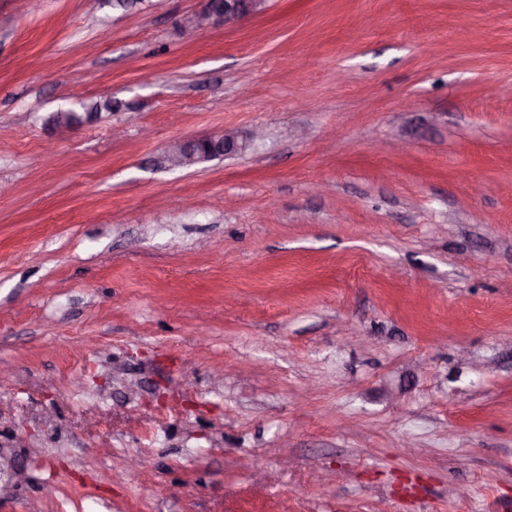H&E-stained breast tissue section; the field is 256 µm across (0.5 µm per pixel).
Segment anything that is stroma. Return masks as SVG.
Returning a JSON list of instances; mask_svg holds the SVG:
<instances>
[{"label":"stroma","instance_id":"35a3bbf8","mask_svg":"<svg viewBox=\"0 0 512 512\" xmlns=\"http://www.w3.org/2000/svg\"><path fill=\"white\" fill-rule=\"evenodd\" d=\"M199 7L0 0V512L512 504V0ZM215 0H200L201 7L191 21V29L223 24L236 27L240 22L264 12L268 0H218L224 1L222 8H216ZM246 147L236 131L226 129L216 137L176 140L166 149V158L170 167H192L243 152Z\"/></svg>","mask_w":512,"mask_h":512}]
</instances>
